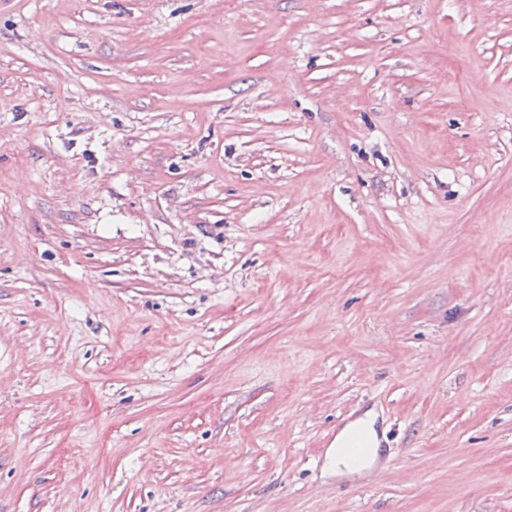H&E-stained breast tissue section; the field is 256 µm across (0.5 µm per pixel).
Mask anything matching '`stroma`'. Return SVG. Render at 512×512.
Instances as JSON below:
<instances>
[{"instance_id":"1","label":"stroma","mask_w":512,"mask_h":512,"mask_svg":"<svg viewBox=\"0 0 512 512\" xmlns=\"http://www.w3.org/2000/svg\"><path fill=\"white\" fill-rule=\"evenodd\" d=\"M0 512H512V0H0ZM373 424L374 419L370 413H366L364 417L355 419L339 432L336 437V448L328 456L327 466L329 467V470L336 472V475H340L342 473H358L364 470L375 459L378 448H373L370 442L360 432H356L350 438L344 447V453L362 457L366 455L369 452V448H371V453L368 458L360 463H352L340 455L341 448H339V445L344 443L351 432L357 427L364 428L370 435L372 442L376 443V432Z\"/></svg>"}]
</instances>
